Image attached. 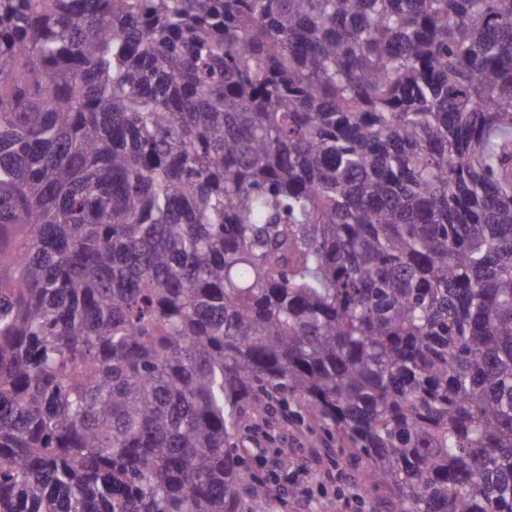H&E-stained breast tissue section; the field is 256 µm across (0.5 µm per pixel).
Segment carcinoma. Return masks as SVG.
Segmentation results:
<instances>
[{"instance_id": "carcinoma-1", "label": "carcinoma", "mask_w": 512, "mask_h": 512, "mask_svg": "<svg viewBox=\"0 0 512 512\" xmlns=\"http://www.w3.org/2000/svg\"><path fill=\"white\" fill-rule=\"evenodd\" d=\"M296 396L512 512V0H0V512H266Z\"/></svg>"}]
</instances>
